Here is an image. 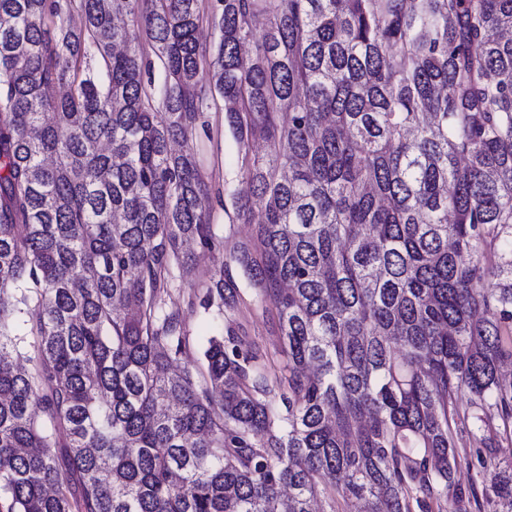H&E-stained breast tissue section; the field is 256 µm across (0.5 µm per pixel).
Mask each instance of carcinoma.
<instances>
[{
	"mask_svg": "<svg viewBox=\"0 0 512 512\" xmlns=\"http://www.w3.org/2000/svg\"><path fill=\"white\" fill-rule=\"evenodd\" d=\"M213 13L252 225L232 261L286 363L230 323L169 373L193 348L165 309L183 245L215 239L173 150L207 109L199 0H0V507L467 512L458 436L486 443L490 409L512 428V0ZM198 288L220 317L244 301L222 268Z\"/></svg>",
	"mask_w": 512,
	"mask_h": 512,
	"instance_id": "carcinoma-1",
	"label": "carcinoma"
}]
</instances>
